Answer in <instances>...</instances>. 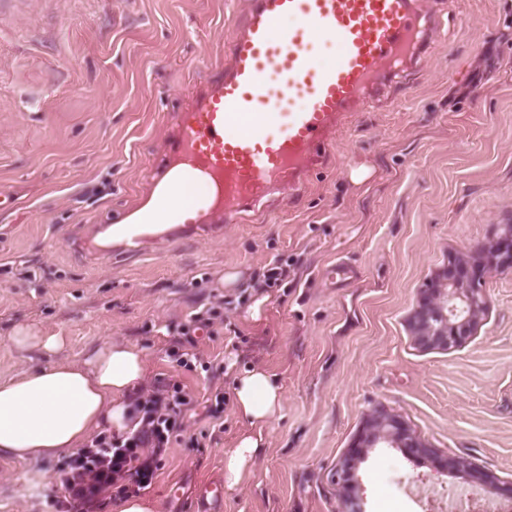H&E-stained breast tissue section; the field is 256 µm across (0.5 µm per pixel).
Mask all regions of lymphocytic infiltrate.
I'll use <instances>...</instances> for the list:
<instances>
[{"mask_svg": "<svg viewBox=\"0 0 512 512\" xmlns=\"http://www.w3.org/2000/svg\"><path fill=\"white\" fill-rule=\"evenodd\" d=\"M191 404L190 394L178 384L140 393L137 417L127 431L97 433L58 467V508L103 512L113 498L151 486L173 441L185 429Z\"/></svg>", "mask_w": 512, "mask_h": 512, "instance_id": "obj_1", "label": "lymphocytic infiltrate"}]
</instances>
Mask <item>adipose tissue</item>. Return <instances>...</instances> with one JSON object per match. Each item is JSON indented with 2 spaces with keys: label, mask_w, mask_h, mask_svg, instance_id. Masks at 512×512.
Returning <instances> with one entry per match:
<instances>
[{
  "label": "adipose tissue",
  "mask_w": 512,
  "mask_h": 512,
  "mask_svg": "<svg viewBox=\"0 0 512 512\" xmlns=\"http://www.w3.org/2000/svg\"><path fill=\"white\" fill-rule=\"evenodd\" d=\"M147 371L142 349L131 343H107L87 361L64 360L0 379V459L49 460L80 448L94 428L126 431L132 402ZM236 413L250 426L227 454L228 487L242 484L263 447L261 428L281 409L279 385L266 371L251 368L234 381Z\"/></svg>",
  "instance_id": "ef3b65f1"
}]
</instances>
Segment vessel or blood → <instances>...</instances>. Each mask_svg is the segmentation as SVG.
I'll return each mask as SVG.
<instances>
[{
	"label": "vessel or blood",
	"instance_id": "obj_1",
	"mask_svg": "<svg viewBox=\"0 0 512 512\" xmlns=\"http://www.w3.org/2000/svg\"><path fill=\"white\" fill-rule=\"evenodd\" d=\"M293 26H286V19ZM427 0H249L222 75L173 113L151 191L168 201L197 191L181 224L90 225L87 254L139 255L150 245L210 235L287 189L300 197L351 112L397 100L391 92L433 46ZM336 59L321 63V45Z\"/></svg>",
	"mask_w": 512,
	"mask_h": 512
}]
</instances>
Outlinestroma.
<instances>
[{
  "mask_svg": "<svg viewBox=\"0 0 512 512\" xmlns=\"http://www.w3.org/2000/svg\"><path fill=\"white\" fill-rule=\"evenodd\" d=\"M247 2L0 0V377L139 346L145 388L176 382L193 399L144 491L156 512H198L197 487L223 480L248 428L234 377L252 367L278 380L282 406L219 512H423L465 483L441 457L512 483V268L483 271L487 306L459 346L424 348L408 325L449 256L512 225V0H451L447 35L406 78L401 106L353 113L294 204L139 256L90 262L74 245L79 225L145 193L168 113L223 72ZM361 165L371 173L352 183ZM277 259L287 279L256 288ZM339 260L358 277L334 287L324 272ZM24 324L64 347L20 355L10 336ZM175 345L195 368L170 357ZM381 407L436 456L371 448L342 486L336 466ZM57 466L0 459V512H55Z\"/></svg>",
  "mask_w": 512,
  "mask_h": 512,
  "instance_id": "obj_1",
  "label": "stroma"
}]
</instances>
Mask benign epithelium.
<instances>
[{
    "label": "benign epithelium",
    "mask_w": 512,
    "mask_h": 512,
    "mask_svg": "<svg viewBox=\"0 0 512 512\" xmlns=\"http://www.w3.org/2000/svg\"><path fill=\"white\" fill-rule=\"evenodd\" d=\"M490 258L501 267H512V226L493 244ZM481 275V261L452 258L435 280L428 282L410 319L413 336L419 345L448 350L471 335L486 308L485 294L480 286ZM381 443L408 448L418 455L432 452L398 415L378 409L366 417L350 453L338 464L336 476L347 479L366 449ZM442 468L489 485L488 476L474 470L461 457L446 459Z\"/></svg>",
    "instance_id": "7a95c632"
}]
</instances>
